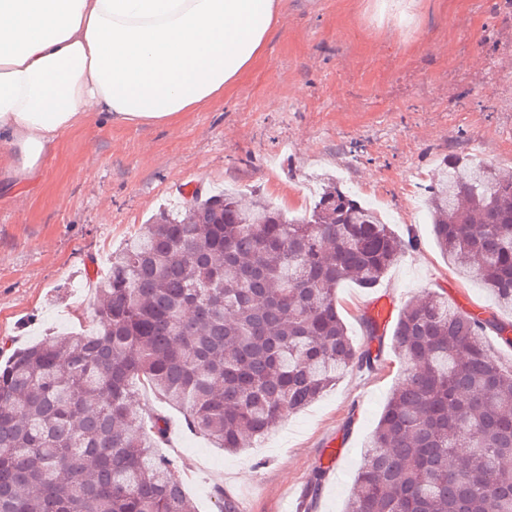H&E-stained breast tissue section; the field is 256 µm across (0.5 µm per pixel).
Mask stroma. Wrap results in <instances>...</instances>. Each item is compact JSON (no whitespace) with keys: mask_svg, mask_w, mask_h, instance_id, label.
Listing matches in <instances>:
<instances>
[{"mask_svg":"<svg viewBox=\"0 0 512 512\" xmlns=\"http://www.w3.org/2000/svg\"><path fill=\"white\" fill-rule=\"evenodd\" d=\"M283 2L259 62L222 97L165 126L77 128L46 158L37 187L0 193V345L96 329L87 275L105 273L112 250L158 208L177 207L182 186L259 193L295 217L323 174L414 241L375 288L338 289L355 343L366 341L369 302L385 293L398 310L435 291L512 321L441 253L425 193L451 155L512 170V5L414 0L402 24L381 0ZM392 332L388 324L378 333V369L349 372L236 453L187 429L150 389L136 387L133 404L141 417L169 416L158 450L177 461L198 512H218L220 491L240 512H343L362 450L403 379ZM339 432L344 457L313 488L323 442Z\"/></svg>","mask_w":512,"mask_h":512,"instance_id":"obj_1","label":"stroma"}]
</instances>
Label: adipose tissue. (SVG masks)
I'll use <instances>...</instances> for the list:
<instances>
[{
	"label": "adipose tissue",
	"mask_w": 512,
	"mask_h": 512,
	"mask_svg": "<svg viewBox=\"0 0 512 512\" xmlns=\"http://www.w3.org/2000/svg\"><path fill=\"white\" fill-rule=\"evenodd\" d=\"M282 0H0V172L34 182L97 119L161 126L262 56Z\"/></svg>",
	"instance_id": "obj_1"
}]
</instances>
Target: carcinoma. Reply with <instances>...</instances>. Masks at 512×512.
<instances>
[{
  "instance_id": "cac0c4a2",
  "label": "carcinoma",
  "mask_w": 512,
  "mask_h": 512,
  "mask_svg": "<svg viewBox=\"0 0 512 512\" xmlns=\"http://www.w3.org/2000/svg\"><path fill=\"white\" fill-rule=\"evenodd\" d=\"M433 236L462 276L512 309V170L442 161L427 190ZM413 241L340 180L289 218L265 197L194 192L111 253L99 330H60L0 366V512H194L168 434L131 409L136 384L226 452L266 436L350 369L372 371L336 300L376 287ZM512 323L468 319L448 297L408 301L404 363L344 512H512Z\"/></svg>"
}]
</instances>
